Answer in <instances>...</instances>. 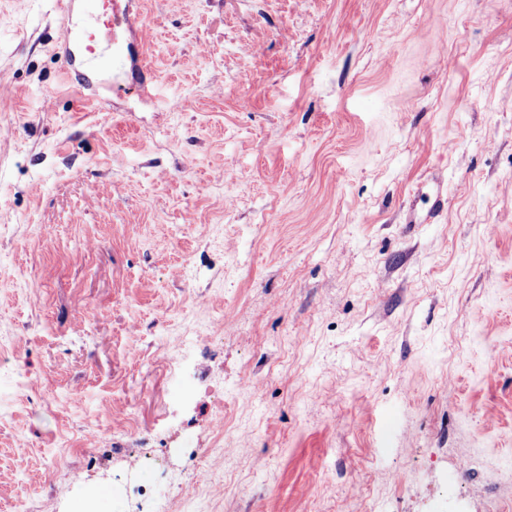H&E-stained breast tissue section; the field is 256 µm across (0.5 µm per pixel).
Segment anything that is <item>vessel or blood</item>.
Returning a JSON list of instances; mask_svg holds the SVG:
<instances>
[{"mask_svg":"<svg viewBox=\"0 0 512 512\" xmlns=\"http://www.w3.org/2000/svg\"><path fill=\"white\" fill-rule=\"evenodd\" d=\"M67 17L59 46L66 73L76 77L81 88L93 87L104 62L120 58L125 43L119 30L134 33L141 55H148L151 37L128 0H64Z\"/></svg>","mask_w":512,"mask_h":512,"instance_id":"1","label":"vessel or blood"}]
</instances>
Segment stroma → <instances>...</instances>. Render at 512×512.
I'll return each mask as SVG.
<instances>
[{
    "label": "stroma",
    "instance_id": "obj_1",
    "mask_svg": "<svg viewBox=\"0 0 512 512\" xmlns=\"http://www.w3.org/2000/svg\"><path fill=\"white\" fill-rule=\"evenodd\" d=\"M61 2L0 0V512L143 452L168 512H512V0H133L150 103ZM130 0H109L104 9L100 0H65L63 10L68 20L61 29L59 46L67 74L77 78L78 85L92 88L102 65L106 61L120 58L125 53V42L118 36L123 29L135 33L139 39L140 67H146V55L151 49V37L147 27L140 23L137 13L130 9ZM74 16L94 19L92 27H81L73 23Z\"/></svg>",
    "mask_w": 512,
    "mask_h": 512
}]
</instances>
